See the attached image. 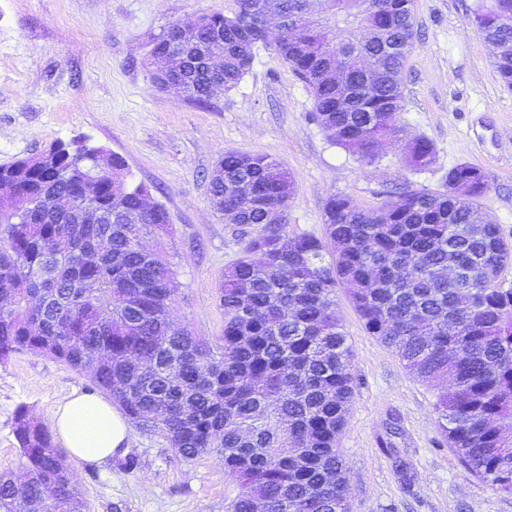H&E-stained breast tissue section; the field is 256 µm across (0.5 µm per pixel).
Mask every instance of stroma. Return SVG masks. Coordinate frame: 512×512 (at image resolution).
Returning <instances> with one entry per match:
<instances>
[{"instance_id": "35a3bbf8", "label": "stroma", "mask_w": 512, "mask_h": 512, "mask_svg": "<svg viewBox=\"0 0 512 512\" xmlns=\"http://www.w3.org/2000/svg\"><path fill=\"white\" fill-rule=\"evenodd\" d=\"M479 2L491 0H415L418 38L400 124L435 150L434 163L417 171L396 141L382 143L371 164L331 143L312 118L308 89L270 50L258 49L238 85L208 104L157 90L144 65L151 44L185 16L231 13L234 0H0V166L59 142L122 157L129 181L146 185L169 215L171 233L143 244L173 265V319L212 341L224 329V271L244 236L262 231L225 223L211 204L205 175L227 151L265 155L288 170L291 236L322 235L331 196L373 207L408 183L439 189L448 169L465 162L489 181L481 213L512 242V91L469 21ZM336 315L355 377L339 443L349 512H512V494L471 473L448 444L434 409L437 385L367 333L343 288ZM90 387L86 375L39 353L0 363V471H23L18 407L49 427L63 396ZM127 453L138 461L130 471L114 460L66 459L87 512H228L239 491L217 454L184 462L162 437L136 428Z\"/></svg>"}]
</instances>
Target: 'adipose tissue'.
Masks as SVG:
<instances>
[{"mask_svg":"<svg viewBox=\"0 0 512 512\" xmlns=\"http://www.w3.org/2000/svg\"><path fill=\"white\" fill-rule=\"evenodd\" d=\"M55 431L73 457L101 465L125 452L130 421L109 399L75 391L59 401Z\"/></svg>","mask_w":512,"mask_h":512,"instance_id":"1","label":"adipose tissue"}]
</instances>
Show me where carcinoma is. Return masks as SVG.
<instances>
[{
	"mask_svg": "<svg viewBox=\"0 0 512 512\" xmlns=\"http://www.w3.org/2000/svg\"><path fill=\"white\" fill-rule=\"evenodd\" d=\"M235 0L229 14L196 15L191 26L154 42L151 75L169 66L167 38L187 44L224 35V90L252 66L255 49L275 52L313 97V117L336 145L367 164L381 140L402 133L404 69L417 31L414 0H333L337 39L350 35L376 56L377 72L328 71V57L309 46L305 0H279L281 25L253 27L251 5ZM471 22L484 37L504 88L512 90V28L477 6ZM187 95L205 105L210 77L199 65L184 73ZM412 167L427 169L434 147L423 137L405 144ZM46 161L19 159L0 181V362L39 352L89 374L147 434L166 440L190 461L216 452L240 491L231 512H346L348 473L339 440L354 395L351 352L336 316V288L346 287L367 332L391 347L424 381L446 380L437 394L441 427L467 468L512 493V286L500 280L512 244L493 223H475L488 191L485 173L459 163L442 188L409 185L380 205L330 197L324 236L288 237L269 212L288 209L293 181L277 161L227 151L208 176L218 211L242 226L264 225L244 241L242 256L219 289L224 330L218 350L170 319L172 263L139 241L169 222L160 204L142 223L148 189L126 182L122 157L80 142L56 143ZM250 183L243 195L239 185ZM30 207H10L11 191ZM59 196L54 212L37 208ZM112 215L102 224L78 215ZM462 272L448 278V268ZM99 355L90 369L86 357ZM26 460L17 477L0 472V512H46L54 488L70 512L87 504L62 464L50 431L28 410L14 417Z\"/></svg>",
	"mask_w": 512,
	"mask_h": 512,
	"instance_id": "cac0c4a2",
	"label": "carcinoma"
}]
</instances>
